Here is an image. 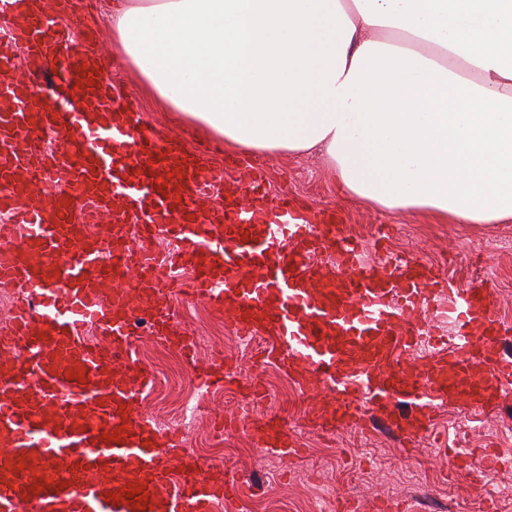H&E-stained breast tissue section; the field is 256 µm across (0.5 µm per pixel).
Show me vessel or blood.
Instances as JSON below:
<instances>
[{"instance_id": "b4317fda", "label": "vessel or blood", "mask_w": 512, "mask_h": 512, "mask_svg": "<svg viewBox=\"0 0 512 512\" xmlns=\"http://www.w3.org/2000/svg\"><path fill=\"white\" fill-rule=\"evenodd\" d=\"M81 2L0 0L12 20L0 62L26 58L0 85V209L14 218L0 225V281L22 292L0 337V512H134L132 484L146 488L145 512H222L235 500L237 479L140 409L154 382L136 356L141 323L193 353L174 322L177 296L261 337L262 362L286 366L306 395L309 425L380 426L411 447L445 405L499 409L512 392V324L495 288L457 291L417 257L366 262L334 211L308 221L258 173L230 182L201 151L158 136L91 60L64 54L55 20ZM48 131L56 150L42 145ZM85 205L111 213L108 235L75 221ZM160 237L175 249L148 251ZM326 253L335 264L315 273ZM443 313L451 333L418 322ZM197 376L237 382L229 366ZM230 427L288 463L304 457L278 415Z\"/></svg>"}]
</instances>
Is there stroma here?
I'll return each mask as SVG.
<instances>
[{
  "instance_id": "obj_1",
  "label": "stroma",
  "mask_w": 512,
  "mask_h": 512,
  "mask_svg": "<svg viewBox=\"0 0 512 512\" xmlns=\"http://www.w3.org/2000/svg\"><path fill=\"white\" fill-rule=\"evenodd\" d=\"M112 0H95V11L82 22L62 20L69 33L67 46L78 56L90 46H97L103 58L104 77L122 87L145 124L182 147H189L192 137L203 131L184 120L177 112L160 108L144 92L142 78L117 51L108 25ZM265 174L272 191H285L313 210L336 211L346 234H359L366 245V258H374L376 241H383L392 257L414 255L446 272L457 287L467 288L483 282L500 287V310L512 320V293L503 291L512 282V243L497 252L486 250L488 239L512 236L508 224H438L425 213L404 211L389 213L343 195L328 172L323 158L316 153L263 155ZM501 413L490 418L466 415L447 407L434 425L426 447L406 455L393 435L378 430L366 435L356 430L323 434L321 447L309 448L306 459L289 468L286 476L275 478L248 458L239 456L235 445L243 434L224 433V450L200 451L208 463L223 464L229 474L259 486L257 494L239 495L233 512H256L260 497L272 500L279 512H295L300 506L297 491L308 486L318 492L317 483H304L310 470L336 469V490L355 497L362 507H369L374 496L405 501L414 512H486L495 505L496 512H512V485H477L472 473L450 475L442 461L443 448H490L502 459L512 460V450L501 447L503 436H512V396L502 402ZM376 445L391 450L397 470L413 473L415 483L409 494H398L384 484L371 480L373 458L364 446Z\"/></svg>"
}]
</instances>
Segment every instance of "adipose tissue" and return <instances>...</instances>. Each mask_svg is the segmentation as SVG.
Segmentation results:
<instances>
[{"instance_id":"adipose-tissue-1","label":"adipose tissue","mask_w":512,"mask_h":512,"mask_svg":"<svg viewBox=\"0 0 512 512\" xmlns=\"http://www.w3.org/2000/svg\"><path fill=\"white\" fill-rule=\"evenodd\" d=\"M167 110L440 224L512 221V0H112Z\"/></svg>"}]
</instances>
